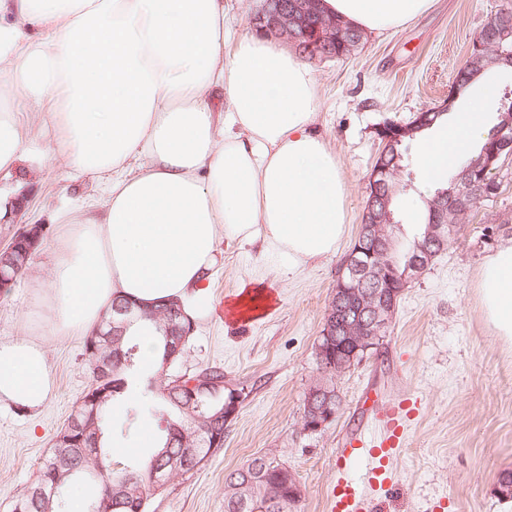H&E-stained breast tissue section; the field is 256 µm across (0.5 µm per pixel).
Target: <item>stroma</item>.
<instances>
[{
  "label": "stroma",
  "instance_id": "35a3bbf8",
  "mask_svg": "<svg viewBox=\"0 0 512 512\" xmlns=\"http://www.w3.org/2000/svg\"><path fill=\"white\" fill-rule=\"evenodd\" d=\"M506 2L433 0L396 31L368 35L355 56L311 62L317 128L348 185L349 232L336 256L293 275L261 242L221 247L179 369L223 368L225 382L244 388L245 398L224 424L223 448L193 475L171 479L151 498L149 512H224L226 475L260 454L285 462L295 475L298 512H325L341 450L369 429L373 400L402 395L418 397L419 410L372 507L433 512L443 502L445 512H512V500L495 491L499 475L512 471V347L489 329L477 294L485 258L512 238V155L495 172L499 195L468 212L457 240L406 288L382 344L337 377L335 420L316 433L303 428L304 395L318 375L314 347L341 257L358 232L380 148L375 129L387 121L409 122L441 104L475 35ZM16 185L23 186L28 204L0 218V248L30 224L43 226L44 239L23 277L0 297V336L48 337L56 388L34 412L0 404V512H11L33 482L92 381L83 337L56 338L47 320L30 321L27 285L35 276L51 279L56 214L99 189L68 179L63 169L28 163L0 178L1 187ZM248 288L269 294L272 306L256 320H226L222 303Z\"/></svg>",
  "mask_w": 512,
  "mask_h": 512
}]
</instances>
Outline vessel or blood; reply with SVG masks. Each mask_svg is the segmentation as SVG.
Masks as SVG:
<instances>
[{"label":"vessel or blood","mask_w":512,"mask_h":512,"mask_svg":"<svg viewBox=\"0 0 512 512\" xmlns=\"http://www.w3.org/2000/svg\"><path fill=\"white\" fill-rule=\"evenodd\" d=\"M414 406L390 401L373 420L376 438L362 435L358 445L344 449L343 459L356 463L359 477L340 475L327 499V512H370L369 493L388 480V469L404 444L403 430Z\"/></svg>","instance_id":"obj_1"}]
</instances>
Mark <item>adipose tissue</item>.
Wrapping results in <instances>:
<instances>
[{"instance_id":"ef3b65f1","label":"adipose tissue","mask_w":512,"mask_h":512,"mask_svg":"<svg viewBox=\"0 0 512 512\" xmlns=\"http://www.w3.org/2000/svg\"><path fill=\"white\" fill-rule=\"evenodd\" d=\"M431 4L321 0L377 35ZM0 76L19 89L15 111L0 113V174L38 162L24 120L38 115L70 177L102 188L58 215L51 285H32L30 313L51 317L55 335L85 334L117 298L177 300L195 315L219 241L262 240L293 273L335 255L348 230L313 72L263 32L228 38L224 0H0ZM486 137L472 112L443 127L423 147L426 185ZM478 295L512 344V238L485 260ZM54 386L44 339L0 336V403L36 410Z\"/></svg>"}]
</instances>
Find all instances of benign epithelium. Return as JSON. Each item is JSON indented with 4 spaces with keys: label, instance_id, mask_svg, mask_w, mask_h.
Segmentation results:
<instances>
[{
    "label": "benign epithelium",
    "instance_id": "benign-epithelium-1",
    "mask_svg": "<svg viewBox=\"0 0 512 512\" xmlns=\"http://www.w3.org/2000/svg\"><path fill=\"white\" fill-rule=\"evenodd\" d=\"M272 0H266L254 17V24L275 36H287L290 27L298 26L302 21V5L299 0H280L274 11H269ZM512 32V19L507 15L500 16L485 29L481 35L475 36L472 49L475 56L487 57L496 49V40ZM302 49L305 54L317 58H329L336 49V30L331 26L314 25L303 29ZM445 107L440 104L416 115L408 124L388 123L379 128L381 150L369 176L368 196L363 210V220L355 243L344 258L340 273L348 274L350 279L348 295L355 300L352 309L339 310L328 308L327 330L336 335V340L350 346L351 352L346 359L336 364L340 372L355 363L365 359L369 350L377 348L376 342L382 339L393 320L397 309L400 292L397 290H368L366 283L369 277L382 278V282H391L395 273L385 269L378 274L375 269L378 264L372 263L375 258L387 257L394 248L391 237L382 229L383 220L391 217L388 211V196L385 193L390 166L386 163L388 153L396 141L408 135L412 129L428 121L429 116ZM512 153V118L504 116L501 131L494 142L487 146L482 157L464 167L455 181V191L440 194L432 202L430 220L428 223L427 240L418 243L407 256L405 268L400 276V282L408 285L418 279L431 264L436 253L431 250L433 245H442L448 237L446 220L448 213L467 211L470 206L478 204L480 195L490 183V174L497 168L499 159L504 153ZM337 391L333 390L321 374L312 388L307 392L306 407L308 415L305 419V430L315 433L326 427L336 416L332 409ZM239 401L225 404L197 432L204 441L211 442L217 448L224 443V435L220 430L223 422L231 419L238 408ZM96 428V407L91 403L79 402L75 413L67 420L55 438L54 451L58 457H65L70 452L72 443H87L80 448V453L87 458H93L100 453L99 435L91 434ZM100 482L104 486L102 495L92 504L91 512H110L111 483L106 470H101ZM63 474L60 470L42 473L39 487L35 495L44 505V512H51L50 506L59 495Z\"/></svg>",
    "mask_w": 512,
    "mask_h": 512
}]
</instances>
